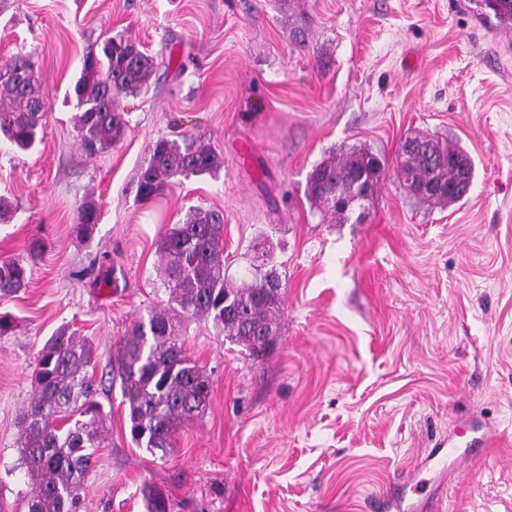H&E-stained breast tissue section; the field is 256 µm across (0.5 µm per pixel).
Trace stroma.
I'll return each mask as SVG.
<instances>
[{
    "mask_svg": "<svg viewBox=\"0 0 512 512\" xmlns=\"http://www.w3.org/2000/svg\"><path fill=\"white\" fill-rule=\"evenodd\" d=\"M294 43L276 0H0V61L29 55L47 99L31 152L0 142V260L27 284L0 312V512H27L18 418L46 340L94 346L109 439L84 512H371L390 479L474 420L490 448L448 474L441 512H512V30L475 0H302ZM140 42L155 73L120 95L124 139L87 154L69 89L107 38ZM429 132L473 158L470 194L418 205L388 170L359 224L321 223L307 176L354 147L394 155ZM224 154L143 200L155 143ZM99 221L73 230L85 197ZM224 213V268L248 277L267 238L285 291L264 360L196 320L185 345L209 379L203 416L167 455L137 447L110 375L129 325L165 306L160 239L189 209ZM44 250L30 257L34 241Z\"/></svg>",
    "mask_w": 512,
    "mask_h": 512,
    "instance_id": "stroma-1",
    "label": "stroma"
}]
</instances>
